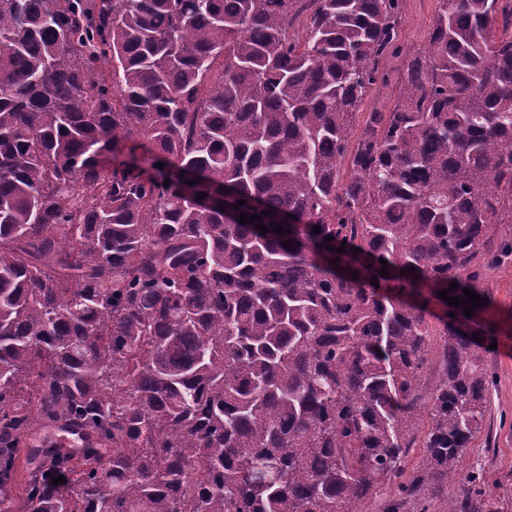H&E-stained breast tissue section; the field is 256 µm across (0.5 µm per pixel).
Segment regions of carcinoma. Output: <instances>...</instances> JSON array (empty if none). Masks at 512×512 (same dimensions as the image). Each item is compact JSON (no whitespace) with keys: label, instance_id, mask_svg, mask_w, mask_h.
I'll use <instances>...</instances> for the list:
<instances>
[{"label":"carcinoma","instance_id":"cac0c4a2","mask_svg":"<svg viewBox=\"0 0 512 512\" xmlns=\"http://www.w3.org/2000/svg\"><path fill=\"white\" fill-rule=\"evenodd\" d=\"M400 16L0 0V512H507L455 490L494 377L438 292L512 260V0H439L361 120Z\"/></svg>","mask_w":512,"mask_h":512}]
</instances>
